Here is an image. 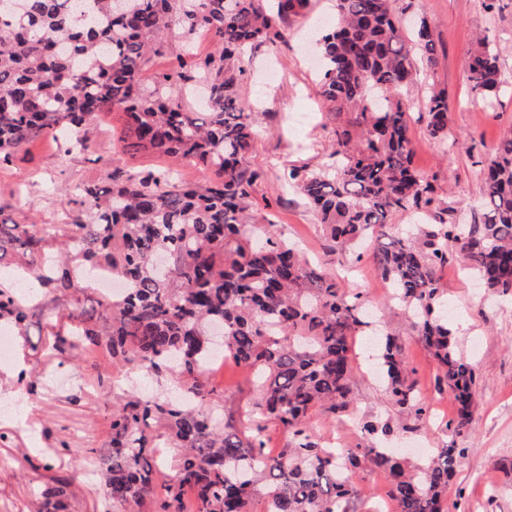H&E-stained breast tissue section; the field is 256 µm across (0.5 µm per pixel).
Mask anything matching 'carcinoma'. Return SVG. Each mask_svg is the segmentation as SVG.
Returning a JSON list of instances; mask_svg holds the SVG:
<instances>
[{"label": "carcinoma", "instance_id": "obj_1", "mask_svg": "<svg viewBox=\"0 0 512 512\" xmlns=\"http://www.w3.org/2000/svg\"><path fill=\"white\" fill-rule=\"evenodd\" d=\"M311 0H0V165L29 140L63 134L64 153L87 151L92 128L106 112L122 110L121 137L129 152H152L209 172L188 184L178 170L131 173L112 169V185H87L74 203L81 214L66 234L54 224L0 220V260L16 251L41 287L68 290L75 270L102 266L125 281L112 300V323L99 329L72 308L50 350L63 359L79 345L102 346L112 365L146 376L167 372L176 398L124 390L114 396L111 440L86 448L98 458L104 501L112 506L185 512H251L262 486L265 512H353L351 480L365 461L382 470L399 512H445L457 449L437 448L428 464L408 470L374 446L393 432L390 422L364 420L367 443L336 450L311 428L318 411L336 420L355 402L353 337L373 326L362 294L336 282L283 238L271 220L253 239L254 194L265 176L253 160L257 120L240 105L244 47H288V24L306 15ZM335 17L316 40L321 63L318 94L330 111L351 121L336 127L328 161L283 173L316 214L326 255L342 258L363 240L370 258L396 291L411 327L438 362V388L451 392L457 428L470 423L476 375L456 352L448 318L436 313L439 271L455 257L487 291L512 296V133L480 162L483 212L469 222L438 197L434 181L413 165L408 112L388 93L407 87L421 66L435 61L431 25L420 19L411 37L391 0H334ZM177 27L184 42L208 32L215 49L176 55L153 89L140 91L150 57L165 51ZM467 82L489 100L502 80L497 48L477 40L469 51ZM207 93L204 112H186L172 92L187 84ZM429 139L448 140L450 102L433 90L425 102ZM414 218L410 231H385L388 217ZM0 276V324L21 330L35 308ZM215 349L249 369L258 398L249 425L216 419L209 408L221 392L204 361ZM375 359L386 393L402 407L426 414L409 381L401 345L385 337ZM288 434L285 448L268 449V424ZM180 450L173 483L158 488L161 439ZM69 482L46 490L61 505Z\"/></svg>", "mask_w": 512, "mask_h": 512}]
</instances>
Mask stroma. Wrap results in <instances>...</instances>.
Returning <instances> with one entry per match:
<instances>
[{"label":"stroma","instance_id":"35a3bbf8","mask_svg":"<svg viewBox=\"0 0 512 512\" xmlns=\"http://www.w3.org/2000/svg\"><path fill=\"white\" fill-rule=\"evenodd\" d=\"M393 8L404 24L426 19L437 43L434 66L422 70L417 82L398 94L409 114L413 162L423 173L436 175L440 198L471 215L481 203L478 163L512 133V4L487 11L481 0H394ZM332 16L331 0H312L309 12L290 27V49L260 46L241 54L240 100L246 111L258 115L260 136L254 159L266 172L254 200L255 214L273 215L285 238L297 242L309 259L325 263L342 284L362 288L365 300L377 302L380 328L402 343L413 370L411 379L429 413L419 419L412 410L393 405L371 361L361 356L353 413L335 422L314 414V430L350 446L363 439L355 426L357 418L391 422L389 447L408 449L407 459L413 465L425 461L414 454V447L460 449L448 490V512H512V298L486 296L458 263H449L440 273L453 338L476 373L471 425L456 433L453 398L437 389V363L413 333L403 309L381 303L384 282L369 258L358 261L350 255L328 261L315 215L297 194L282 189L284 169L317 167L335 127L347 121L346 115L328 112L317 96L320 73L308 43L301 39L305 30ZM479 35L499 50L504 90L491 106L472 93L465 79L466 55ZM434 88L445 90L450 100L448 148L426 136L425 99ZM297 112L305 113L303 124L293 123L291 116ZM124 127L123 112L103 115L88 153L63 155L49 138L22 145L11 162L0 167V218L17 224H67L73 211L70 200L78 187L104 182L116 166L133 171L155 167L158 160L152 154L124 152L120 142ZM73 299L98 321L110 319L111 310L101 295L83 283H76L64 296L45 293L42 312L30 314L23 332L14 336L16 363L0 364V396L19 401L15 418L0 420V512H42L38 490L63 475L72 482L66 512L104 508L99 483L86 481L82 467L90 462L87 449L105 447L110 439L112 402L122 375L102 348L92 355L77 351L75 358L65 361L50 353L46 323ZM32 368L37 377L30 393L18 386L17 379L20 370ZM209 377L226 397L225 402L215 403L213 414L228 408L243 411L251 404L248 372L232 359L219 360ZM353 480L360 493L356 512H382L384 474L366 463Z\"/></svg>","mask_w":512,"mask_h":512}]
</instances>
